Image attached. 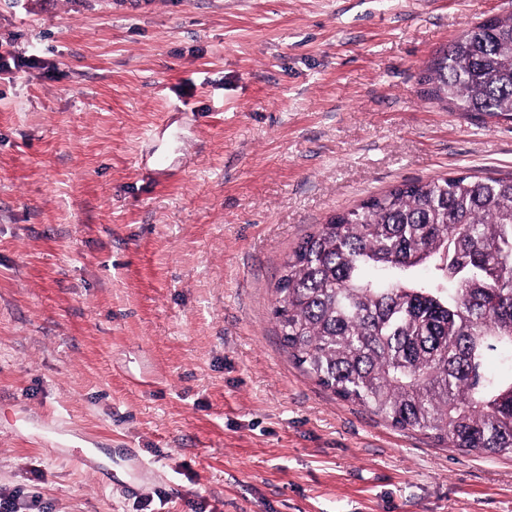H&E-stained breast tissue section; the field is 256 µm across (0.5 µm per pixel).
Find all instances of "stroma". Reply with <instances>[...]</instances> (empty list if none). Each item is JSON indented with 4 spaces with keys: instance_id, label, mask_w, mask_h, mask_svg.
Listing matches in <instances>:
<instances>
[{
    "instance_id": "obj_1",
    "label": "stroma",
    "mask_w": 512,
    "mask_h": 512,
    "mask_svg": "<svg viewBox=\"0 0 512 512\" xmlns=\"http://www.w3.org/2000/svg\"><path fill=\"white\" fill-rule=\"evenodd\" d=\"M112 2L0 0V492L43 512H512V457L337 398L273 315L331 215L512 176V122L424 80L512 0Z\"/></svg>"
}]
</instances>
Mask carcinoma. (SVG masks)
<instances>
[{
    "label": "carcinoma",
    "instance_id": "cac0c4a2",
    "mask_svg": "<svg viewBox=\"0 0 512 512\" xmlns=\"http://www.w3.org/2000/svg\"><path fill=\"white\" fill-rule=\"evenodd\" d=\"M426 81L461 112L512 115V13L465 28ZM276 292L284 346L320 385L395 428L512 456V177L406 183L336 214Z\"/></svg>",
    "mask_w": 512,
    "mask_h": 512
}]
</instances>
